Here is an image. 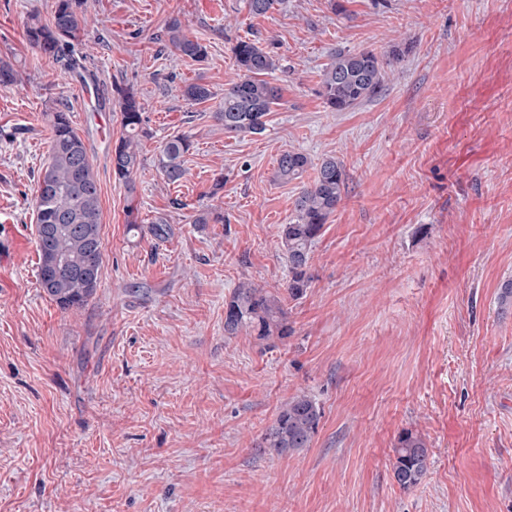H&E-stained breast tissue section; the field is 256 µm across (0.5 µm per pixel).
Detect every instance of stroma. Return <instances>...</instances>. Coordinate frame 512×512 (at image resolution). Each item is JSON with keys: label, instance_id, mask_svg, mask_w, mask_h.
<instances>
[{"label": "stroma", "instance_id": "obj_1", "mask_svg": "<svg viewBox=\"0 0 512 512\" xmlns=\"http://www.w3.org/2000/svg\"><path fill=\"white\" fill-rule=\"evenodd\" d=\"M53 4L0 0V58L22 72L0 87V512H512V0H281L259 18L246 0H87L89 91L26 40L28 13ZM173 18L204 61L166 48ZM245 37L278 55L280 98L264 134L235 136L214 114ZM337 49L387 63L381 92L343 112L318 94ZM192 82L213 99L185 101ZM116 83L149 132L137 234L112 174ZM56 100L102 210L100 284L77 311L37 280L31 200ZM181 135L171 184L156 156ZM286 150L336 158L347 192L288 304L292 336H228L239 283L288 282L277 232L303 183L275 181ZM207 208L224 223H194ZM302 393L322 412L310 447L260 451ZM405 429L429 453L408 491L391 472Z\"/></svg>", "mask_w": 512, "mask_h": 512}]
</instances>
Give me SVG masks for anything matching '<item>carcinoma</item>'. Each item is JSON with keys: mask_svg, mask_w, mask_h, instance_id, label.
<instances>
[{"mask_svg": "<svg viewBox=\"0 0 512 512\" xmlns=\"http://www.w3.org/2000/svg\"><path fill=\"white\" fill-rule=\"evenodd\" d=\"M87 26L84 0H55L49 17L28 16L26 35L30 46L43 55L65 61V69L83 67L75 58V46ZM168 49L182 58L198 61L206 47L184 31L181 22L170 19L165 26ZM240 76L224 89L216 119L229 134H262L266 117L277 104L278 89L265 79L278 68L275 52L251 39L233 47ZM19 71L0 59V86L17 83ZM384 80V62L370 50H338L325 67L319 94L327 108L342 112L374 97ZM121 115L123 135L112 150V173L128 186L134 197L133 177L142 168L140 140L144 136L143 112L137 93L130 86L114 88ZM191 103L212 97L206 84L193 82L181 89ZM51 131L48 162L37 180L34 199L36 235L48 231L37 242L38 282L43 292L64 310L80 309L99 287L104 255L101 235L100 196L97 180L85 144L72 127L64 104H52L44 113ZM189 150L188 139L175 136L164 143L158 167L170 183L184 174L182 158ZM314 171L311 182L294 200L295 219L279 226L280 246L288 259L287 295L271 293L249 282L234 289L226 305L224 335L236 336L252 330L263 338L280 341L292 335L286 301L297 300L309 287L310 254L322 234L328 217L336 211L347 189L348 175L333 157L315 163L302 152H283L274 177L288 183ZM321 411L305 394L288 400L268 428L260 447L282 455L310 447L317 433ZM392 462L393 478L403 490L416 487L428 469V448L421 436L403 431L397 440Z\"/></svg>", "mask_w": 512, "mask_h": 512, "instance_id": "1", "label": "carcinoma"}]
</instances>
